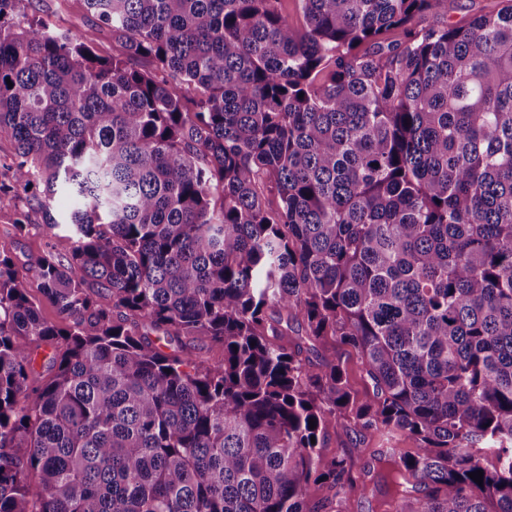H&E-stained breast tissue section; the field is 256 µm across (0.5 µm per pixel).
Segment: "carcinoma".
<instances>
[{"mask_svg":"<svg viewBox=\"0 0 512 512\" xmlns=\"http://www.w3.org/2000/svg\"><path fill=\"white\" fill-rule=\"evenodd\" d=\"M22 2L0 207L43 183L15 227L71 247L33 263L58 325L0 254V512H341L342 421L415 444L373 451L385 512H512V0H83L112 57ZM503 5L500 0H448L447 12L429 16L424 25H463L475 14L497 11ZM326 356L341 366L349 387L359 400L373 399V384L363 370L361 361L350 347L336 342V349H331Z\"/></svg>","mask_w":512,"mask_h":512,"instance_id":"cac0c4a2","label":"carcinoma"}]
</instances>
